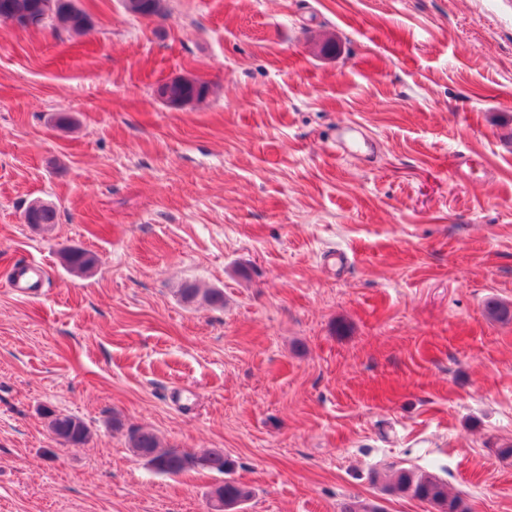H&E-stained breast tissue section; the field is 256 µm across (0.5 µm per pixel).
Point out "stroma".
<instances>
[{"label":"stroma","mask_w":512,"mask_h":512,"mask_svg":"<svg viewBox=\"0 0 512 512\" xmlns=\"http://www.w3.org/2000/svg\"><path fill=\"white\" fill-rule=\"evenodd\" d=\"M79 2L82 37L0 23V512H208L223 474L150 471L139 427L224 449L244 512H432L389 463L512 512V0ZM209 93V84L197 79L177 78L158 88L159 96L173 106L200 103ZM62 258L68 270L77 274L87 272L94 264L92 254L82 248H68L62 253ZM45 266L37 262H25L12 270L11 286L24 297H35L42 293ZM49 431L62 444L83 445L90 439L88 426L79 418L45 409Z\"/></svg>","instance_id":"obj_1"}]
</instances>
